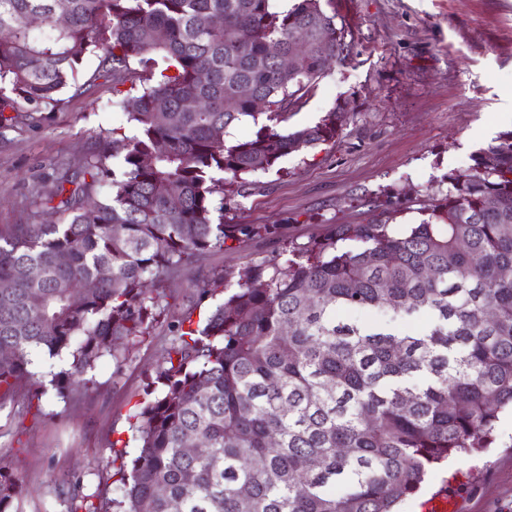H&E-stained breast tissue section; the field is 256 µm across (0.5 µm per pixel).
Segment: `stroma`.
I'll list each match as a JSON object with an SVG mask.
<instances>
[{"label": "stroma", "instance_id": "obj_1", "mask_svg": "<svg viewBox=\"0 0 512 512\" xmlns=\"http://www.w3.org/2000/svg\"><path fill=\"white\" fill-rule=\"evenodd\" d=\"M326 9L345 31V49L300 104L289 128L312 126L336 103L350 119L336 143L293 153L252 176L227 202L229 224H272L276 230L214 251L169 284L176 303L192 283L214 272L235 273L285 252L289 242L323 237L337 224H363L374 205L397 193L409 207L397 218L419 219L426 195L447 190L441 178L470 165L473 153L512 130V0H329ZM109 82L65 97L35 126L0 133V225L52 224L37 211L61 168L78 166L95 150V137L125 125ZM170 334L157 325L133 349L120 378L99 361L96 388L71 401L43 398L46 416L0 411V469L20 479L26 512H65L53 489L92 475L107 442L128 439L126 413L164 365ZM434 497L456 512H512V413L502 415L491 448L433 469L400 512H421Z\"/></svg>", "mask_w": 512, "mask_h": 512}]
</instances>
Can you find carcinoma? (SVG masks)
<instances>
[{"mask_svg":"<svg viewBox=\"0 0 512 512\" xmlns=\"http://www.w3.org/2000/svg\"><path fill=\"white\" fill-rule=\"evenodd\" d=\"M2 30L0 131L104 79L133 134L112 129L39 195L62 223L0 226V410L22 399L42 415L35 349L66 357L50 385L67 401L101 359L117 377L156 324L172 334L128 414L138 454L113 440L96 469L121 495L78 478L54 489L68 512H395L435 465L493 443L512 406V131L449 171L419 223L394 230L403 208L387 200L235 281H195L176 313L167 284L185 266L275 230L224 223L225 200L347 125L339 101L288 129L345 48L336 15L322 0H0ZM299 38L308 51L283 65ZM260 115L253 136L226 142ZM0 512H25L2 470Z\"/></svg>","mask_w":512,"mask_h":512,"instance_id":"carcinoma-1","label":"carcinoma"}]
</instances>
